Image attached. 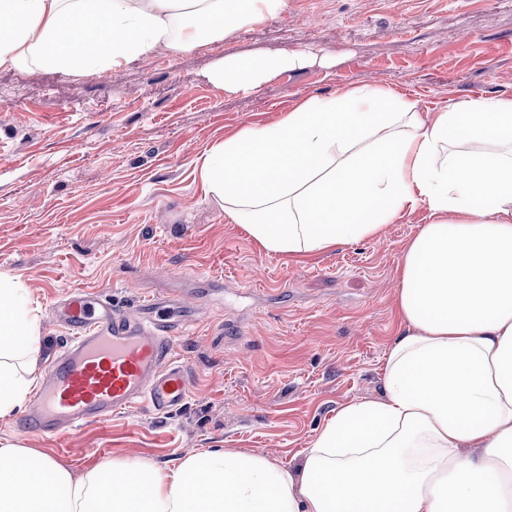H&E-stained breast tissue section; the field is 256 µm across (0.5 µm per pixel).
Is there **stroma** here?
<instances>
[{"mask_svg": "<svg viewBox=\"0 0 512 512\" xmlns=\"http://www.w3.org/2000/svg\"><path fill=\"white\" fill-rule=\"evenodd\" d=\"M304 54L256 91L212 80L225 57ZM376 83L438 112L512 98V0H288L287 10L192 51L156 50L117 72L0 69V275L41 307L47 359L67 333L51 303L74 287L122 310L180 301L175 356L193 387L166 415L139 407L49 437L0 420V442L50 454L73 474L112 459L170 464L227 448L293 465L339 407L381 397L397 333L406 243L419 207L308 260L269 255L205 195L197 167L245 125L298 102Z\"/></svg>", "mask_w": 512, "mask_h": 512, "instance_id": "stroma-1", "label": "stroma"}]
</instances>
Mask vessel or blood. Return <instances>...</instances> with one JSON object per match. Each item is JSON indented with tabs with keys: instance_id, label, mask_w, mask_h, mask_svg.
Masks as SVG:
<instances>
[{
	"instance_id": "1",
	"label": "vessel or blood",
	"mask_w": 512,
	"mask_h": 512,
	"mask_svg": "<svg viewBox=\"0 0 512 512\" xmlns=\"http://www.w3.org/2000/svg\"><path fill=\"white\" fill-rule=\"evenodd\" d=\"M176 302L144 300L134 312L81 287L55 301L52 313L68 341L34 395L21 430L44 436L146 406L164 415L191 391L189 369L174 357Z\"/></svg>"
}]
</instances>
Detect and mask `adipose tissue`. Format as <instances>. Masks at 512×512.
Wrapping results in <instances>:
<instances>
[{"label": "adipose tissue", "mask_w": 512, "mask_h": 512, "mask_svg": "<svg viewBox=\"0 0 512 512\" xmlns=\"http://www.w3.org/2000/svg\"><path fill=\"white\" fill-rule=\"evenodd\" d=\"M288 0H0V68L79 59L85 74L177 55ZM225 58V91L295 68ZM207 196L270 254L311 258L381 239L427 205L406 244L384 394L341 407L284 466L216 448L171 467L109 460L81 475L0 444V512H512V98L422 113L365 83L244 126L198 168ZM40 307L0 276V419L42 377Z\"/></svg>", "instance_id": "ef3b65f1"}]
</instances>
